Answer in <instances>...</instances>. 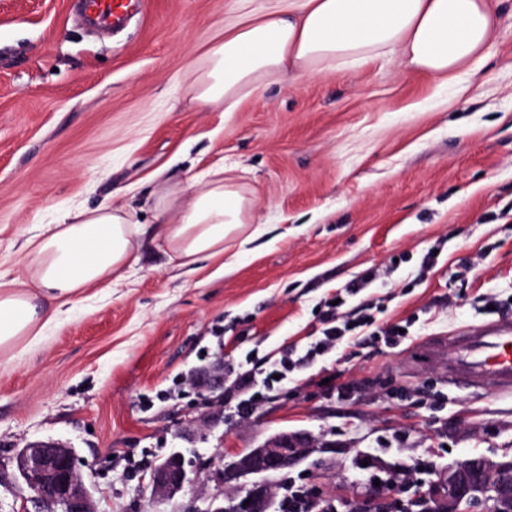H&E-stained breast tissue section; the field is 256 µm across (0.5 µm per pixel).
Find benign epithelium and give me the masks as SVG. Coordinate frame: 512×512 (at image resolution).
<instances>
[{
  "label": "benign epithelium",
  "mask_w": 512,
  "mask_h": 512,
  "mask_svg": "<svg viewBox=\"0 0 512 512\" xmlns=\"http://www.w3.org/2000/svg\"><path fill=\"white\" fill-rule=\"evenodd\" d=\"M201 387L212 394H224V359L218 358L200 370ZM310 447V437L303 432H283L274 436L261 448L250 453L248 470L253 475L271 477L291 467L300 456L294 448ZM73 449L55 440H38L27 445L16 458V468L22 479L23 501L31 505L27 512H94L91 493L84 477L72 465ZM496 474L500 480L492 486V495L503 501L512 500V462L490 463L470 458L463 462L446 484L434 483L432 497L439 500L471 497V490L485 474ZM189 479L183 458L172 454L155 465L149 476L152 492L159 495L183 491ZM269 485L254 481L238 493L236 502L244 503V512H268Z\"/></svg>",
  "instance_id": "obj_1"
}]
</instances>
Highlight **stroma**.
Masks as SVG:
<instances>
[{"mask_svg": "<svg viewBox=\"0 0 512 512\" xmlns=\"http://www.w3.org/2000/svg\"><path fill=\"white\" fill-rule=\"evenodd\" d=\"M474 77L443 87L377 59L263 85L239 112L193 100V71L234 0H147L112 34L76 25L69 0H0V271L75 204L133 206L145 247L125 279L93 288L32 345L0 359V512H23L13 459L74 448L96 512H206L215 472L275 434L315 452L270 478L357 512L376 477L418 471L419 495L473 457L512 460V394L448 385L426 339L512 304V0ZM221 162L253 191V223L227 239L235 268L171 262L152 194ZM437 265L421 271L428 249ZM348 308L406 327L294 373L249 418L202 392L199 368L280 358L320 336L326 299L367 272ZM354 384L349 397L329 386ZM442 455L428 471L421 449ZM180 452L192 484L153 498L149 472ZM370 468H363V461Z\"/></svg>", "mask_w": 512, "mask_h": 512, "instance_id": "stroma-1", "label": "stroma"}]
</instances>
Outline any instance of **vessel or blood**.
<instances>
[{"instance_id": "b4317fda", "label": "vessel or blood", "mask_w": 512, "mask_h": 512, "mask_svg": "<svg viewBox=\"0 0 512 512\" xmlns=\"http://www.w3.org/2000/svg\"><path fill=\"white\" fill-rule=\"evenodd\" d=\"M143 0H82L85 15L122 27ZM449 384L495 394L512 393V315L464 327L449 338L426 343Z\"/></svg>"}]
</instances>
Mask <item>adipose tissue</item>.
Instances as JSON below:
<instances>
[{
  "label": "adipose tissue",
  "instance_id": "ef3b65f1",
  "mask_svg": "<svg viewBox=\"0 0 512 512\" xmlns=\"http://www.w3.org/2000/svg\"><path fill=\"white\" fill-rule=\"evenodd\" d=\"M224 25L197 77L203 106L239 111L269 83H296L397 56L443 82L477 74L497 27L490 0H266ZM254 197L224 166L156 194L155 236L170 260L224 259V242L252 223ZM144 227L132 206L60 213L27 241L23 274L0 271V355L41 336L87 289L124 278L139 261Z\"/></svg>",
  "mask_w": 512,
  "mask_h": 512
}]
</instances>
